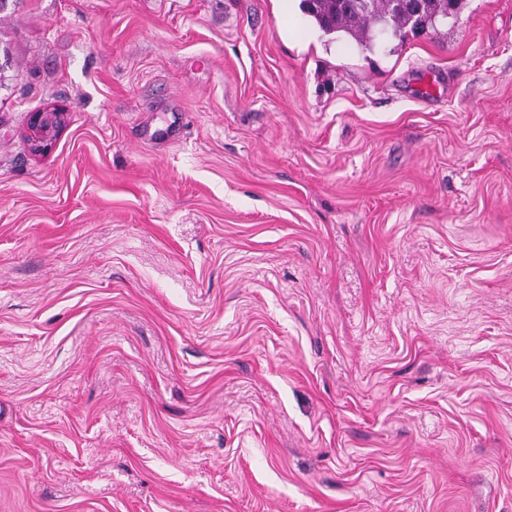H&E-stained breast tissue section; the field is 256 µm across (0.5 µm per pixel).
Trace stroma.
<instances>
[{"mask_svg": "<svg viewBox=\"0 0 512 512\" xmlns=\"http://www.w3.org/2000/svg\"><path fill=\"white\" fill-rule=\"evenodd\" d=\"M0 43V512H512V0L370 52L10 0ZM66 111L62 108H49L33 112L27 125V140L35 152H45L52 146L55 136L66 123Z\"/></svg>", "mask_w": 512, "mask_h": 512, "instance_id": "stroma-1", "label": "stroma"}]
</instances>
